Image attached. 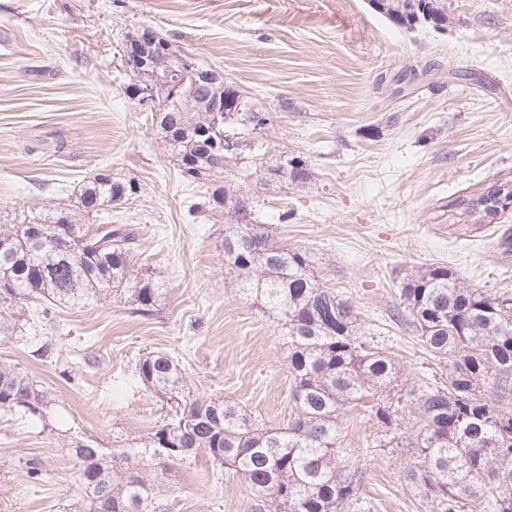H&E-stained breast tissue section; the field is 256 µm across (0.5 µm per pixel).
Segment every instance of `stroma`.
Returning a JSON list of instances; mask_svg holds the SVG:
<instances>
[{"instance_id":"stroma-1","label":"stroma","mask_w":512,"mask_h":512,"mask_svg":"<svg viewBox=\"0 0 512 512\" xmlns=\"http://www.w3.org/2000/svg\"><path fill=\"white\" fill-rule=\"evenodd\" d=\"M443 27L408 29L368 0H0V218L74 203L99 173L134 181L112 221L134 229L169 293L150 318L120 301L59 310L47 336L72 363L0 342L56 398L50 430L0 412V512H61L76 497L73 436L111 447L148 432L159 402L127 369L170 354L189 387L286 425L288 347L224 264V210L182 178L127 85L126 39L149 27L224 74L268 121L210 186L251 198L275 239L305 250L356 306L409 380L437 365L393 320L407 278L448 266L462 284L512 292V208L479 223L452 200L512 183V0H433ZM305 169L296 182L273 168ZM365 472L363 512H426L399 481L403 448H375L374 421L342 419ZM41 464L29 478L26 460ZM250 492L205 453L174 466L170 512H247Z\"/></svg>"}]
</instances>
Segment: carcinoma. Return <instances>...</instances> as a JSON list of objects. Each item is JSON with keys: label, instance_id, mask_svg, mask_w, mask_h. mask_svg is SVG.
Returning <instances> with one entry per match:
<instances>
[{"label": "carcinoma", "instance_id": "obj_1", "mask_svg": "<svg viewBox=\"0 0 512 512\" xmlns=\"http://www.w3.org/2000/svg\"><path fill=\"white\" fill-rule=\"evenodd\" d=\"M385 16L411 28L429 0H382ZM176 97L159 122L147 116L181 175L206 185L220 158L266 124V114L180 112ZM134 181L97 174L71 207H29L0 225V342L32 338L33 353L52 344L31 335L53 323V309H81L107 298L150 317L166 299L159 272L140 261L125 224L96 223L112 204L134 194ZM452 206L487 218L512 206L501 184ZM224 264L240 290L281 325L288 347L292 413L270 427L236 402L190 390L174 357L151 352L131 376L161 403L160 424L112 449L76 437L79 494L65 512H168L170 468L204 451L213 469L249 486L248 512H354L363 474L344 446L342 415L362 411L378 426L376 447L406 448L400 480L432 512H512V293L470 288L446 266L414 275L399 291L400 307L421 345L444 365L446 380L419 384L373 338L360 334L348 301L321 282L307 252L281 245L257 221L254 202L233 197L225 210ZM55 399L39 381L0 364V410L48 426ZM413 418L411 432L400 415Z\"/></svg>", "mask_w": 512, "mask_h": 512}]
</instances>
